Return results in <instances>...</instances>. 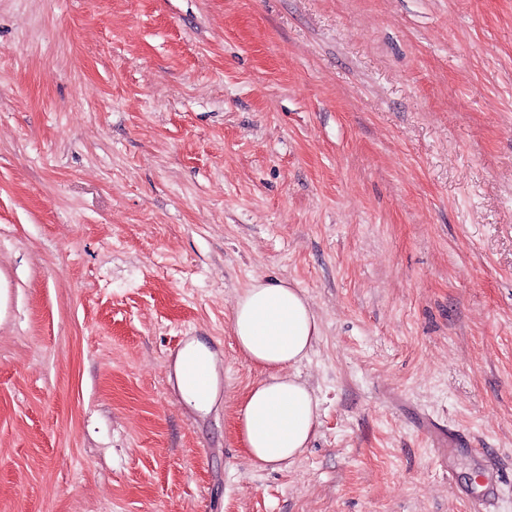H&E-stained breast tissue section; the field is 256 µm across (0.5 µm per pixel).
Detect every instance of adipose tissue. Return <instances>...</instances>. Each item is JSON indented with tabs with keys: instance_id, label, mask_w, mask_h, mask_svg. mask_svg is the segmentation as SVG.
<instances>
[{
	"instance_id": "obj_1",
	"label": "adipose tissue",
	"mask_w": 512,
	"mask_h": 512,
	"mask_svg": "<svg viewBox=\"0 0 512 512\" xmlns=\"http://www.w3.org/2000/svg\"><path fill=\"white\" fill-rule=\"evenodd\" d=\"M231 327L238 349L265 373L249 389L239 411L246 457L259 470L286 468L305 451L317 428L318 400L298 368L320 335L318 316L300 289L255 278L234 299ZM198 363L208 372L209 389L203 393L185 381ZM174 371L183 401L208 410L218 388L215 352L202 341H188Z\"/></svg>"
}]
</instances>
